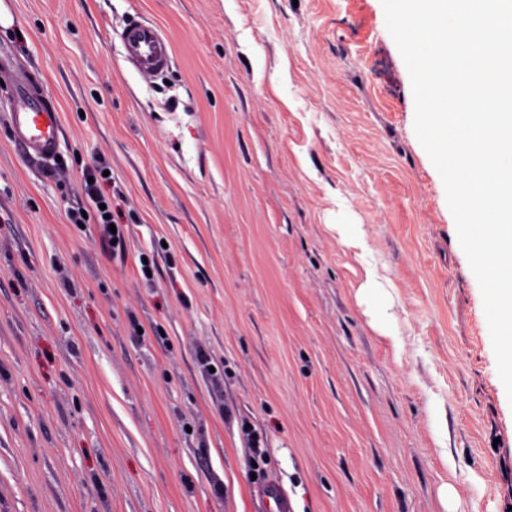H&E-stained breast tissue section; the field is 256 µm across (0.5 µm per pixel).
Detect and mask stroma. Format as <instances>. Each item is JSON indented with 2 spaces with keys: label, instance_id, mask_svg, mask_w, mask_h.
Wrapping results in <instances>:
<instances>
[{
  "label": "stroma",
  "instance_id": "1",
  "mask_svg": "<svg viewBox=\"0 0 512 512\" xmlns=\"http://www.w3.org/2000/svg\"><path fill=\"white\" fill-rule=\"evenodd\" d=\"M4 15L62 124L44 160L0 110V512H254L252 433L295 512H512V401L381 0ZM131 16L169 37L164 77L124 65ZM96 159L116 257L67 218ZM351 221L401 356L356 303Z\"/></svg>",
  "mask_w": 512,
  "mask_h": 512
}]
</instances>
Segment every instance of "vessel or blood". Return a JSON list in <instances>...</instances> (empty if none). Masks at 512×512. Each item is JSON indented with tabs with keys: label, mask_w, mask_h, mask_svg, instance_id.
Listing matches in <instances>:
<instances>
[{
	"label": "vessel or blood",
	"mask_w": 512,
	"mask_h": 512,
	"mask_svg": "<svg viewBox=\"0 0 512 512\" xmlns=\"http://www.w3.org/2000/svg\"><path fill=\"white\" fill-rule=\"evenodd\" d=\"M124 64L146 78L168 70L172 48L167 35L158 26L142 18L129 19L120 33ZM0 67L10 74L12 92L5 109L16 139L39 155L59 152L60 115L39 101L31 90V78L25 69L13 66L0 48ZM253 497L257 512H295L293 500L278 480L267 477L255 483Z\"/></svg>",
	"instance_id": "obj_1"
}]
</instances>
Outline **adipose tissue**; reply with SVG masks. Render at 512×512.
<instances>
[{
	"mask_svg": "<svg viewBox=\"0 0 512 512\" xmlns=\"http://www.w3.org/2000/svg\"><path fill=\"white\" fill-rule=\"evenodd\" d=\"M335 230L339 241L361 267L357 301L367 316L369 325L388 341L394 355H401L404 340L394 329L387 303L386 277L373 259L374 247L368 233L360 224H339Z\"/></svg>",
	"mask_w": 512,
	"mask_h": 512,
	"instance_id": "obj_1",
	"label": "adipose tissue"
}]
</instances>
